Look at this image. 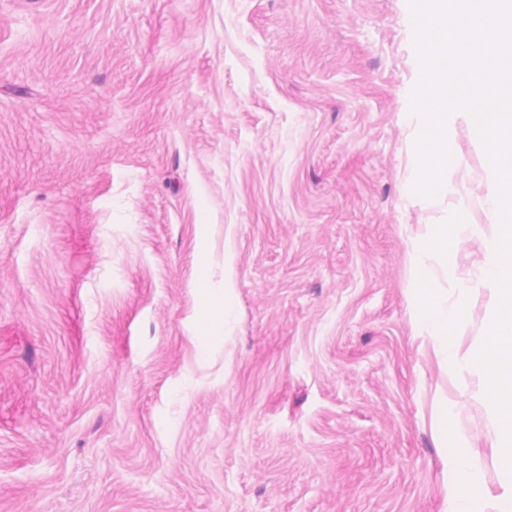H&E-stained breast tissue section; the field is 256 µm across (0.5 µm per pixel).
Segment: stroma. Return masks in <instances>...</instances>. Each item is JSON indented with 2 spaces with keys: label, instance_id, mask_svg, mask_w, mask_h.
<instances>
[{
  "label": "stroma",
  "instance_id": "35a3bbf8",
  "mask_svg": "<svg viewBox=\"0 0 512 512\" xmlns=\"http://www.w3.org/2000/svg\"><path fill=\"white\" fill-rule=\"evenodd\" d=\"M414 39L409 0H0V512H444L471 437L494 473L481 375L411 304L413 242L494 229L466 134L410 189ZM483 253L430 257L449 302ZM198 290L201 306L193 343L198 355L205 358L217 342L224 340V325L232 316V308L224 300V289L216 288L207 273L200 279Z\"/></svg>",
  "mask_w": 512,
  "mask_h": 512
}]
</instances>
